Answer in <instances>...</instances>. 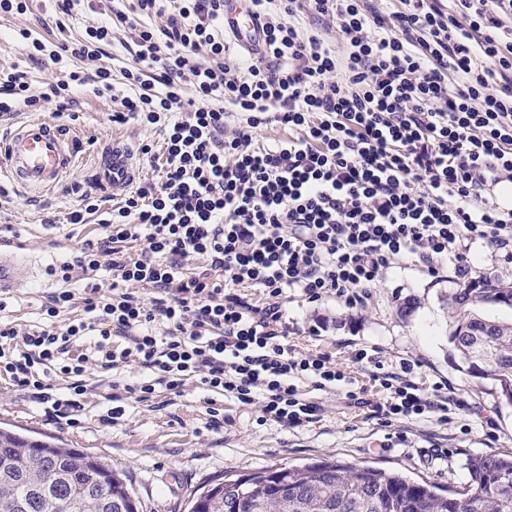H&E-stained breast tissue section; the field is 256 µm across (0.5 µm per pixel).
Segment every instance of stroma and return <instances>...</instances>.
<instances>
[{
	"label": "stroma",
	"instance_id": "1",
	"mask_svg": "<svg viewBox=\"0 0 512 512\" xmlns=\"http://www.w3.org/2000/svg\"><path fill=\"white\" fill-rule=\"evenodd\" d=\"M96 5L93 12L86 5L76 6L72 18L60 25L54 20L52 0H28L24 14L0 16V74L23 72L36 95L80 67L88 73L99 65L109 68L114 84H121L124 71L135 65L124 20L134 16L136 0H97ZM101 22L112 25V45L96 64L68 58L32 60L28 39L20 36L28 31L29 39L51 51L79 38L86 26ZM75 99L72 114L58 118L50 107L43 113L44 119H57L63 128L77 131L83 142L78 164L63 186L41 196L22 193L8 183L0 187V225H13L27 241V257L37 270L25 287L10 292L9 309L22 322L38 321L46 294L58 287L47 274L53 244L67 251L78 239L97 232L93 223L73 228L66 222L79 196L92 185L96 149L115 138L138 147L150 145L156 154L163 145L161 134L153 129L110 122V114L119 108L110 95L95 94L86 85ZM465 285L453 270L433 277L404 258L384 274L364 307L349 308L333 296L319 305L299 298L284 305L300 345L332 354L346 372L357 370L350 360L352 350L375 346L386 360H417V377L425 387L448 382L461 398L477 406V413H459L446 424L420 420L395 429L381 426L349 407L347 386L340 382L330 392L308 390V398L321 410L316 420L296 429L260 422L258 408L218 394L207 397L193 384L163 404L153 399L132 403L126 415L109 426L99 420L107 402L90 395L87 415L67 427L45 417L30 396L0 381V427L54 437L105 459L139 499L140 512H188L193 496L225 472L249 474L310 460L376 466L448 489L467 480L471 456L512 455V405L502 401L495 381L476 379L462 370L448 342L451 312L445 299ZM213 408L220 413L221 425L211 421ZM437 448L447 450V461L434 460Z\"/></svg>",
	"mask_w": 512,
	"mask_h": 512
}]
</instances>
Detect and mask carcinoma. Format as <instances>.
<instances>
[{"label": "carcinoma", "instance_id": "cac0c4a2", "mask_svg": "<svg viewBox=\"0 0 512 512\" xmlns=\"http://www.w3.org/2000/svg\"><path fill=\"white\" fill-rule=\"evenodd\" d=\"M455 311L448 341L459 352L468 375L492 379L512 395V318L485 312L512 309V287L485 282L448 296ZM469 480L445 493L425 481L381 468L318 461L301 467L267 468L229 474L202 491L190 512H512V456L478 455L467 463ZM94 485L139 512V501L112 467L76 448L0 429V512L56 511L40 505L47 494L59 504L80 500L74 512H102Z\"/></svg>", "mask_w": 512, "mask_h": 512}]
</instances>
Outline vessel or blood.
<instances>
[{"label": "vessel or blood", "instance_id": "b4317fda", "mask_svg": "<svg viewBox=\"0 0 512 512\" xmlns=\"http://www.w3.org/2000/svg\"><path fill=\"white\" fill-rule=\"evenodd\" d=\"M224 26L239 33L242 42L254 39L258 26L243 0H227ZM80 152L77 133L63 130L46 120H28L7 127L0 135V175L24 193L54 190L73 169ZM139 168L132 148L112 140L96 156L94 182L99 189L119 199L137 183ZM21 240L0 243V291L17 288L28 282L32 273L22 252Z\"/></svg>", "mask_w": 512, "mask_h": 512}]
</instances>
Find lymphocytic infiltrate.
<instances>
[{
  "label": "lymphocytic infiltrate",
  "instance_id": "lymphocytic-infiltrate-1",
  "mask_svg": "<svg viewBox=\"0 0 512 512\" xmlns=\"http://www.w3.org/2000/svg\"><path fill=\"white\" fill-rule=\"evenodd\" d=\"M257 52L230 62L217 30L224 0H180L165 27L130 21L135 68L116 123L162 132L158 182L101 211L84 192L68 224L97 216L98 234L47 267L62 281L41 319L19 324L0 298V380L45 416L72 425L91 368H137L110 381L104 420L127 396L188 381L259 409L286 428L320 410L301 387L327 391L343 375L330 354L291 344L283 301L328 297L364 306L379 278L410 256L429 275L471 271L481 240L512 263V208L490 184L512 183V0H251ZM329 18L343 54L302 30V12ZM112 91V72L70 73L35 95L24 73L0 77V112L72 106L75 87ZM278 123L288 140L252 130ZM140 245L129 253L125 242ZM261 289L256 305L240 288ZM367 384L351 407L392 426L444 422L465 403L448 385L426 390L415 363L387 371L358 348Z\"/></svg>",
  "mask_w": 512,
  "mask_h": 512
}]
</instances>
